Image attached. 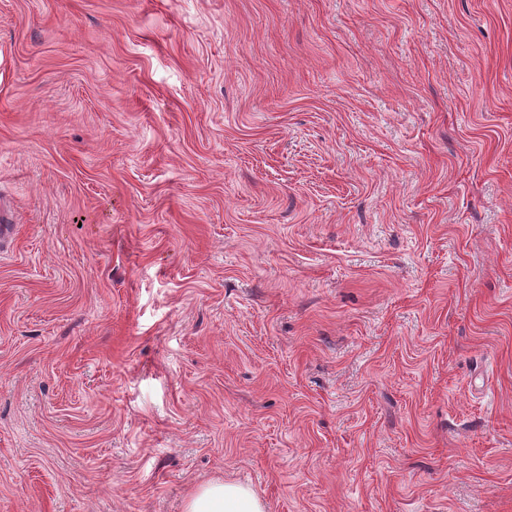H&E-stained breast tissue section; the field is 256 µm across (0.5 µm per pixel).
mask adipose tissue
Listing matches in <instances>:
<instances>
[{
	"label": "adipose tissue",
	"mask_w": 512,
	"mask_h": 512,
	"mask_svg": "<svg viewBox=\"0 0 512 512\" xmlns=\"http://www.w3.org/2000/svg\"><path fill=\"white\" fill-rule=\"evenodd\" d=\"M184 512H264V504L250 487L215 479L188 496Z\"/></svg>",
	"instance_id": "adipose-tissue-1"
}]
</instances>
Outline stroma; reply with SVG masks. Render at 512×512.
<instances>
[{"label":"stroma","mask_w":512,"mask_h":512,"mask_svg":"<svg viewBox=\"0 0 512 512\" xmlns=\"http://www.w3.org/2000/svg\"><path fill=\"white\" fill-rule=\"evenodd\" d=\"M0 512H512V0H0ZM184 512H264V504L248 486L215 479L197 487L186 499Z\"/></svg>","instance_id":"stroma-1"}]
</instances>
